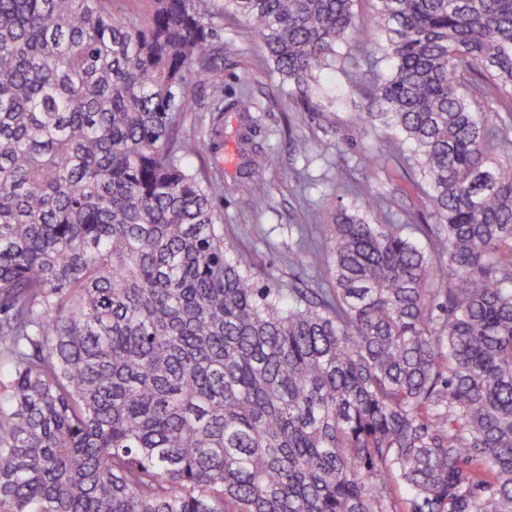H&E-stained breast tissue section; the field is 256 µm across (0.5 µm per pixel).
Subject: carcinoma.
I'll return each mask as SVG.
<instances>
[{"label":"carcinoma","mask_w":512,"mask_h":512,"mask_svg":"<svg viewBox=\"0 0 512 512\" xmlns=\"http://www.w3.org/2000/svg\"><path fill=\"white\" fill-rule=\"evenodd\" d=\"M215 2L0 0V512H512V0H224L326 132L381 37L352 123L439 231L338 213L330 288L257 287L188 164ZM152 0H111L109 9L117 16H135L144 18L152 9ZM375 43L376 39L373 35L352 39L342 50L344 56L347 57V63H360L366 69V59L371 51L375 50Z\"/></svg>","instance_id":"cac0c4a2"}]
</instances>
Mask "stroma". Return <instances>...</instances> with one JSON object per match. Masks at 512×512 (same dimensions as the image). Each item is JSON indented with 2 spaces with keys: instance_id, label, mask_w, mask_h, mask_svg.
<instances>
[{
  "instance_id": "stroma-1",
  "label": "stroma",
  "mask_w": 512,
  "mask_h": 512,
  "mask_svg": "<svg viewBox=\"0 0 512 512\" xmlns=\"http://www.w3.org/2000/svg\"><path fill=\"white\" fill-rule=\"evenodd\" d=\"M220 26L214 47L224 77V99L232 101L246 88L255 108L247 120L225 110L221 146L203 147L191 165L224 186L216 204L224 215L230 256L251 266L260 283L273 288L325 287L324 269L297 266L294 255L303 245L322 250L340 210L367 217L373 224L388 223L390 211L398 210L408 235L427 243V236L415 228L420 201L409 191L401 164L390 160L372 172L363 164V148L375 133L352 124L350 116L368 111L369 102L349 88L344 72L327 71L314 89V101L340 126L337 134L326 137L309 114L300 111L294 85L275 72L245 21L228 14ZM292 137L309 139V151H288L286 143ZM252 149L274 158L262 173L268 192L261 199L244 187L249 175L246 155ZM367 180L382 199L370 210L356 189Z\"/></svg>"
}]
</instances>
